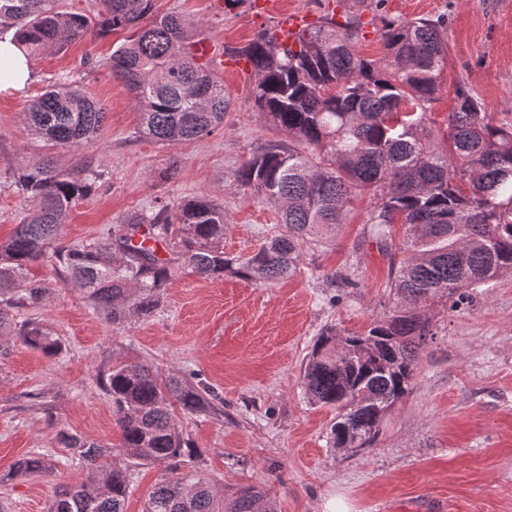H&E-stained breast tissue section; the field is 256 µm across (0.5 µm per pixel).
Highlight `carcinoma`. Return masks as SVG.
Listing matches in <instances>:
<instances>
[{"label": "carcinoma", "instance_id": "obj_1", "mask_svg": "<svg viewBox=\"0 0 512 512\" xmlns=\"http://www.w3.org/2000/svg\"><path fill=\"white\" fill-rule=\"evenodd\" d=\"M92 12H68L62 0H0V32L16 29L31 54L60 52L87 35L129 32L110 57L85 58L106 68L132 92L140 108L139 137L178 146L211 135L224 124L230 100L217 76L196 57L194 24L180 13L159 15L156 0H91ZM360 16L328 10L293 46L263 30L224 51L250 66L259 114L288 139L258 147L238 169L241 185L278 210L288 234L276 235L248 256L224 253V206L212 199L133 212L106 236L75 247L60 242L61 226L100 179L89 166L62 170L49 160L28 164L16 182L33 207L0 244V330L10 310L36 306L46 296L24 281L40 259L66 269L87 290L93 307L114 325L149 315L185 267L206 279L226 273L259 283L290 278L300 265L301 242L343 223L355 192H367L368 238L382 243L394 224H407L410 242L391 268L395 310L362 334L322 336L304 374L306 394L338 412L331 427L336 447L364 448L387 412L409 392L419 351L433 339L422 308L435 299L455 307L469 291L512 272V122H497L467 86L439 136L428 113L438 100L447 58L442 18L379 17L385 52L365 59L356 51ZM32 131L47 141L83 147L102 133L106 112L80 85L62 75L24 106ZM169 253L164 258L148 244ZM21 336L48 357L61 345L42 325ZM112 396L121 433L119 452L134 463L176 465L191 445L175 409L213 408L208 391L189 380L162 379L139 364H116L100 379ZM58 441L87 469L84 482L58 489L48 512H126V470L104 465L102 446L62 432ZM18 475L48 470L40 453L20 458ZM202 482L171 478L149 497L145 512H277L275 501L243 488L225 507Z\"/></svg>", "mask_w": 512, "mask_h": 512}]
</instances>
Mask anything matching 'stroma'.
I'll list each match as a JSON object with an SVG mask.
<instances>
[{"label": "stroma", "mask_w": 512, "mask_h": 512, "mask_svg": "<svg viewBox=\"0 0 512 512\" xmlns=\"http://www.w3.org/2000/svg\"><path fill=\"white\" fill-rule=\"evenodd\" d=\"M341 2L366 20L446 19L448 56L431 108L433 130H445L461 82L496 120L512 119V0ZM156 9L187 13L198 38L231 47L278 21L256 13L249 0L230 10L216 0H156ZM124 37L88 36L65 52L33 56L35 81L22 92L0 93V242L32 206L12 171L46 158L102 174L68 215V246L104 236L130 213L197 197L223 203L227 253L247 255L287 233L276 209L236 179L252 151L283 136L257 112L251 78L225 66L219 78L230 110L223 128L164 147L135 136L138 104L123 83L108 69L82 65L87 57H108ZM65 73L107 113L94 144L53 146L24 121V104ZM368 202L354 198L343 224L304 244L295 276L261 285L229 274L205 279L186 268L152 315L122 328L94 311L63 269L31 264L28 277L43 282L47 298L14 309L13 329L0 333V512H47L59 485L85 480L59 433L118 445L112 399L99 379L122 362L148 364L165 377L195 375L221 410L177 414L192 457L174 470L130 465L126 512H143L156 485L172 475L207 481L221 502L260 487L278 512H512V274L477 288L457 309L431 305L435 337L420 354L409 393L384 417L370 447H333L335 410L305 393V366L320 334L330 327L365 332L391 314L396 300L388 286L390 256L408 240L409 227L393 225L384 246L365 239ZM30 321L59 340L60 355L49 358L24 344L18 328ZM33 452L47 455L53 468L13 475L16 460Z\"/></svg>", "instance_id": "stroma-1"}]
</instances>
